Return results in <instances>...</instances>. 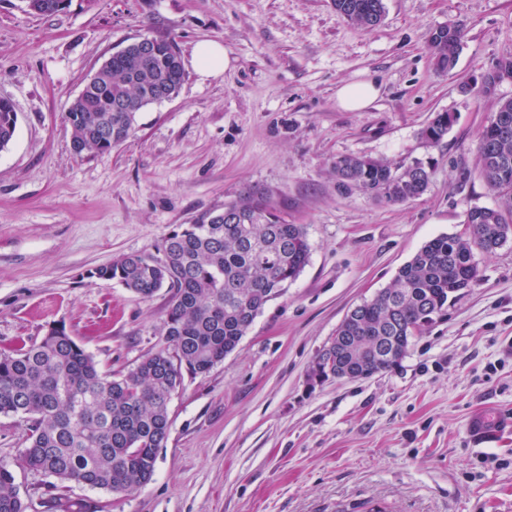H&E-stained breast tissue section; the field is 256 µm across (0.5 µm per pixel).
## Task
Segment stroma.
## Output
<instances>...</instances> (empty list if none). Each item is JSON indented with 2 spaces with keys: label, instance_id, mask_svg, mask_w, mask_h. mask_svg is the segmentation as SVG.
Instances as JSON below:
<instances>
[{
  "label": "stroma",
  "instance_id": "obj_1",
  "mask_svg": "<svg viewBox=\"0 0 512 512\" xmlns=\"http://www.w3.org/2000/svg\"><path fill=\"white\" fill-rule=\"evenodd\" d=\"M362 30L331 0H69L62 12L0 0V98L18 124L0 151V350L64 323L98 369L118 375L158 349L171 294L142 298L88 270L161 240L242 191L267 193L304 225L310 260L268 301L237 348L173 396L150 482L127 496L54 488L19 460L25 419L0 415V460L29 512H512V241L479 259L480 283L416 336L398 366L364 380L309 378L354 307L388 287L427 241L461 232L493 196L476 167L494 96L480 78L512 57V0H384ZM461 24L455 68L435 69L430 32ZM143 35L175 38L186 77L139 112L132 137L75 155L64 114L113 52ZM230 66L199 73L197 44ZM370 78L365 110L336 87ZM444 140L421 136L437 112ZM419 161L427 191L403 204L340 194L332 157ZM497 363L496 372L487 364ZM505 426L473 436L476 413ZM379 92L373 79L342 83L336 89V105L347 112L361 111L372 104ZM451 112H437L422 130V137L430 144H439L452 128L455 119H451Z\"/></svg>",
  "mask_w": 512,
  "mask_h": 512
}]
</instances>
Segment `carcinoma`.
Wrapping results in <instances>:
<instances>
[{"label":"carcinoma","instance_id":"carcinoma-1","mask_svg":"<svg viewBox=\"0 0 512 512\" xmlns=\"http://www.w3.org/2000/svg\"><path fill=\"white\" fill-rule=\"evenodd\" d=\"M338 13L363 29L380 25L384 0H333ZM462 30L448 24L431 33L433 63L451 70ZM512 73V57L483 75L481 93ZM184 68L177 42L160 37L145 58L134 48L114 52L69 106L76 154L109 151L135 132L138 112L164 90H179ZM18 116L0 99V150L13 140ZM449 112H437L422 130L430 144L452 128ZM478 167L492 207L466 211L463 234L426 242L392 283L348 313L321 357L333 376L367 379L389 371L409 353L412 340L448 304L480 281L477 256L512 239V99L499 101L478 143ZM329 171L341 194L360 192L386 204L422 195L431 173L420 162L394 166L366 155L340 154ZM304 225L290 224L267 194L246 191L205 211L165 237L154 255H123L88 278L114 281L145 298L172 292L164 342L118 378L99 374L92 356L63 325L40 342L0 350V415L28 424L20 458L27 468L64 488L77 484L127 496L149 482L158 449L170 431L169 404L184 373H205L224 360L246 335L264 305L295 281L309 262ZM11 464L0 461V512H27Z\"/></svg>","mask_w":512,"mask_h":512}]
</instances>
